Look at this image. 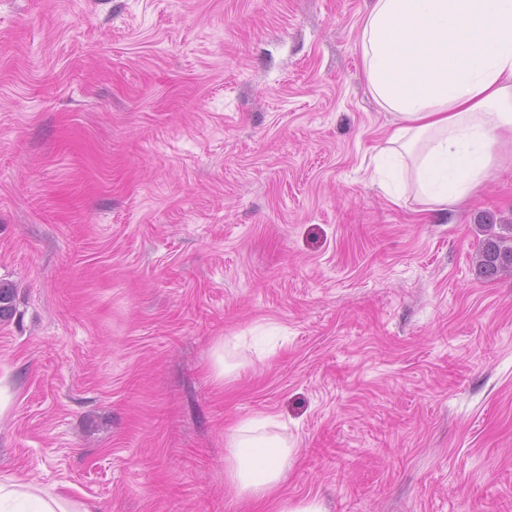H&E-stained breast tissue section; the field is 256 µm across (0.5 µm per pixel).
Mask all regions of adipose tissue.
<instances>
[{"mask_svg": "<svg viewBox=\"0 0 512 512\" xmlns=\"http://www.w3.org/2000/svg\"><path fill=\"white\" fill-rule=\"evenodd\" d=\"M378 106L394 117L377 152L379 186L398 202L397 175L411 169L422 212L472 197L512 135V0H371L357 41ZM271 415L241 422L227 477L239 493L268 499L291 448ZM0 512H97L56 485L0 477Z\"/></svg>", "mask_w": 512, "mask_h": 512, "instance_id": "ef3b65f1", "label": "adipose tissue"}]
</instances>
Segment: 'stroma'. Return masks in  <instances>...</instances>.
Listing matches in <instances>:
<instances>
[{
  "mask_svg": "<svg viewBox=\"0 0 512 512\" xmlns=\"http://www.w3.org/2000/svg\"><path fill=\"white\" fill-rule=\"evenodd\" d=\"M369 0H0V475L98 512H512V142L418 220L373 181ZM239 364L218 378V341ZM496 226L502 232H495ZM482 228L486 234L476 253L478 274L486 279L512 274V224H486ZM281 425L271 415L241 422L227 446V477L240 494L258 502L270 498L288 467V438L272 430Z\"/></svg>",
  "mask_w": 512,
  "mask_h": 512,
  "instance_id": "35a3bbf8",
  "label": "stroma"
}]
</instances>
